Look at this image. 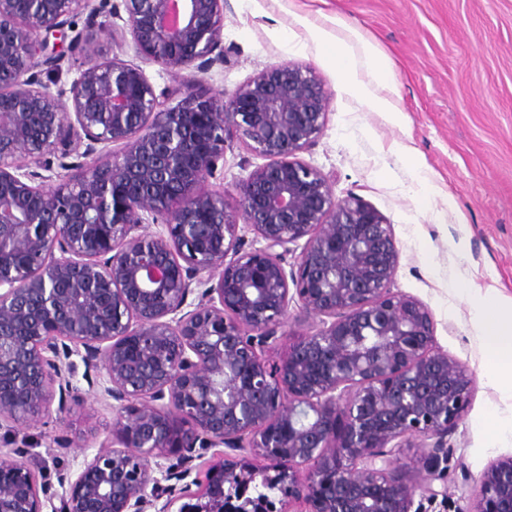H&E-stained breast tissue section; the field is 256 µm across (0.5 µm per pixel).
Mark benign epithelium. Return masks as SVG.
<instances>
[{
    "label": "benign epithelium",
    "mask_w": 512,
    "mask_h": 512,
    "mask_svg": "<svg viewBox=\"0 0 512 512\" xmlns=\"http://www.w3.org/2000/svg\"><path fill=\"white\" fill-rule=\"evenodd\" d=\"M121 2L0 0V430L81 403L74 356L113 401L112 441L57 474L53 512H171L180 496L177 512L448 505V434L474 379L437 345L428 306L391 288L392 226L299 158L327 124L319 76L273 65L227 103L190 79L175 102L114 57L51 91L42 72L97 54L80 35L48 51L85 12L172 72L224 63V0ZM233 142L266 163L230 213L202 183ZM78 150L79 176L53 179L51 158L66 169ZM242 225L260 247L244 248ZM293 307L319 324L271 362ZM220 447L226 461L191 492L199 451ZM47 486L0 454V512H44ZM473 500L512 512V455L488 464Z\"/></svg>",
    "instance_id": "obj_1"
}]
</instances>
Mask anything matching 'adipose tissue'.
<instances>
[{
	"label": "adipose tissue",
	"mask_w": 512,
	"mask_h": 512,
	"mask_svg": "<svg viewBox=\"0 0 512 512\" xmlns=\"http://www.w3.org/2000/svg\"><path fill=\"white\" fill-rule=\"evenodd\" d=\"M310 31L317 41L335 45L341 61L342 92L359 98L370 111L385 113L390 123H401L403 114L395 103V74L372 43L353 27L347 28L342 37L316 24ZM471 325L498 372L499 383L512 388V310L504 311L500 297L487 296L476 307Z\"/></svg>",
	"instance_id": "obj_1"
}]
</instances>
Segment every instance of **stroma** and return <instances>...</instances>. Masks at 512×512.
<instances>
[{
	"instance_id": "obj_1",
	"label": "stroma",
	"mask_w": 512,
	"mask_h": 512,
	"mask_svg": "<svg viewBox=\"0 0 512 512\" xmlns=\"http://www.w3.org/2000/svg\"><path fill=\"white\" fill-rule=\"evenodd\" d=\"M311 23L340 17L391 63L403 125L389 123L342 93L336 49L317 43ZM92 32L98 60L140 66L156 89L176 90L190 71L172 74L138 56L107 30ZM224 62L200 77L210 93L231 98L266 67L308 65L330 94L327 126L302 160L327 175L333 196L355 195L391 224L400 251L394 290L424 302L438 346L474 377L466 414L448 435V512H471L470 491L487 465L512 454V391L494 385L471 312L487 294L512 299V0H224ZM434 176L438 194L416 201L412 164ZM264 158L232 144L224 152L227 210L236 187ZM69 427L78 448L55 440L65 426L43 412L20 429L22 456L49 473L77 470L109 442L112 402L93 391L75 406Z\"/></svg>"
}]
</instances>
